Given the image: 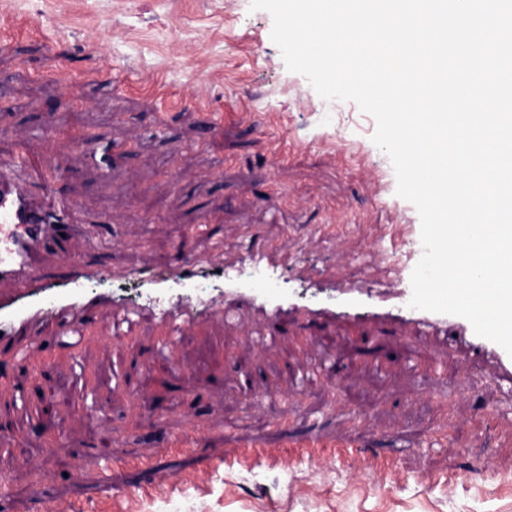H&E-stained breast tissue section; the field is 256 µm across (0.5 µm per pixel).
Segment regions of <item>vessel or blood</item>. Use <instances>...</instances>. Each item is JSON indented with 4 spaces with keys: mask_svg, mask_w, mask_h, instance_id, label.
Masks as SVG:
<instances>
[{
    "mask_svg": "<svg viewBox=\"0 0 512 512\" xmlns=\"http://www.w3.org/2000/svg\"><path fill=\"white\" fill-rule=\"evenodd\" d=\"M35 164L33 157L20 151L9 166H0V349L13 352L20 361L30 356L31 330L48 326L58 343L79 346L84 317L107 304L112 307L114 338L125 337L146 316L166 327L168 334L162 343L166 352L201 317L224 318L246 307L276 320L288 309V298L280 289L263 288L240 276L241 268L248 265L273 277L290 259L287 248L278 242L238 253L231 260L217 248L192 264L161 271L75 262L62 277L46 276L35 263L37 254L46 243L74 232L75 227L69 222L66 202L49 194L34 198L30 184L20 178V171ZM211 266L223 268L225 288L204 299L189 284ZM107 277L140 280L144 286L140 300L133 304L111 303L87 291L88 281ZM407 294V289L401 287L375 295L379 318L442 337L449 351L461 349L469 356L487 360L495 369L503 394L512 395L511 355L498 344L477 336L464 318L409 308L404 302Z\"/></svg>",
    "mask_w": 512,
    "mask_h": 512,
    "instance_id": "obj_1",
    "label": "vessel or blood"
}]
</instances>
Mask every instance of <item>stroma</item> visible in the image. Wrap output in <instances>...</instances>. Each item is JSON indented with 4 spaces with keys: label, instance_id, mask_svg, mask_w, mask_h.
<instances>
[{
    "label": "stroma",
    "instance_id": "35a3bbf8",
    "mask_svg": "<svg viewBox=\"0 0 512 512\" xmlns=\"http://www.w3.org/2000/svg\"><path fill=\"white\" fill-rule=\"evenodd\" d=\"M272 27L250 0H0V160L28 133L32 156L62 165L53 188L74 223L102 241L84 254L53 243L40 268L59 275L80 256L154 269L272 239L291 255L282 285L307 306L412 273L421 220L372 141L375 119L289 71ZM52 114L60 128L42 135ZM284 139L291 157L273 165ZM204 220L207 234L188 237ZM111 319H86L77 350L51 342L27 363L0 353V512H512V406L489 362L432 336L405 340L370 307L328 324L283 321L266 347V325L241 310L186 331L160 372L153 322L116 346ZM430 364L437 373L423 376ZM342 387L359 395L361 422L331 406ZM275 391L297 392L285 409L297 424L277 426ZM76 395L103 401L108 422L69 408ZM197 425L205 434L167 452ZM311 431L324 458L223 464ZM104 441L116 457L156 452L161 491L142 495L134 470L102 477Z\"/></svg>",
    "mask_w": 512,
    "mask_h": 512
}]
</instances>
